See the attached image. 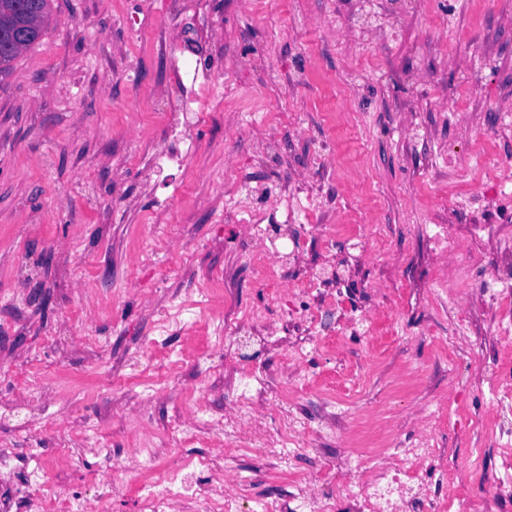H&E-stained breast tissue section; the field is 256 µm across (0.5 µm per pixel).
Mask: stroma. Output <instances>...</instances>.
<instances>
[{
    "label": "stroma",
    "instance_id": "stroma-1",
    "mask_svg": "<svg viewBox=\"0 0 512 512\" xmlns=\"http://www.w3.org/2000/svg\"><path fill=\"white\" fill-rule=\"evenodd\" d=\"M170 39L217 85L197 153L157 177L146 151L165 146ZM284 191L289 210L270 221L296 242L288 285L316 297L312 321L237 337L232 363L177 362L204 336L151 348L148 299L192 302L201 318L200 288L227 319L280 307L245 256L234 209ZM448 222L477 237V283L512 282V0H54L41 40L0 79V379L37 397L66 378L47 415L85 421L91 442L106 430L116 462L161 364L173 392L146 415L157 436L197 401L221 412L244 368L275 377L274 395L310 428L322 397H335L348 416L321 443L329 463L359 443L352 413L444 395L450 461L480 443L485 472L497 471V444L465 421L490 414L487 380L512 359V337L471 302L474 357L449 391L456 318L432 251ZM294 345L306 354L299 393L286 365ZM409 367L425 387L395 388ZM0 436L26 449L14 463L22 479L55 443L16 404L0 406Z\"/></svg>",
    "mask_w": 512,
    "mask_h": 512
}]
</instances>
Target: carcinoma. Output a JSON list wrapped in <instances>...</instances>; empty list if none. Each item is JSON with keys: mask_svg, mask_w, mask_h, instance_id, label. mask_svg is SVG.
Listing matches in <instances>:
<instances>
[{"mask_svg": "<svg viewBox=\"0 0 512 512\" xmlns=\"http://www.w3.org/2000/svg\"><path fill=\"white\" fill-rule=\"evenodd\" d=\"M51 13V0H0V78L42 37Z\"/></svg>", "mask_w": 512, "mask_h": 512, "instance_id": "cac0c4a2", "label": "carcinoma"}]
</instances>
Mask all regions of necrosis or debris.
<instances>
[{
  "label": "necrosis or debris",
  "mask_w": 512,
  "mask_h": 512,
  "mask_svg": "<svg viewBox=\"0 0 512 512\" xmlns=\"http://www.w3.org/2000/svg\"><path fill=\"white\" fill-rule=\"evenodd\" d=\"M169 52L175 60V95L164 119L172 145L153 156L150 167L157 174L169 164H183L196 152L191 132L211 101L210 80L181 63L185 48L173 44ZM266 218L261 210L246 212L241 224L244 237L256 245L248 257L259 280L296 298V290L289 288L282 273L283 246L272 237ZM433 242L435 252L447 258L436 283L444 287L449 304L457 305L462 286L471 283L478 268V254L454 224L438 225ZM193 328L204 330L212 339L209 349L187 352V359L197 363L218 354L231 355L236 336L254 331L274 335L277 323L268 307L261 305L245 308L230 321L218 315L201 321L179 302L170 304L155 331L162 337ZM489 390L493 414L472 420L471 426L505 442L506 447L501 469L485 477L479 474L482 449H471L463 465L449 464L448 451L437 440L448 410L441 400L433 409L412 413L411 446H404L379 416L364 414L361 426L381 433L376 447L347 449L334 466L318 462L308 469L298 468V455L314 449L324 430L333 429V421L311 431L277 413L265 392L263 375L243 371L227 395L223 415H208L204 403H196L188 418L166 435L168 447L198 445L207 448V455L185 457L177 467H169L160 459L155 432L142 425L124 460L109 470L107 491L91 497L80 492H43L23 498L21 507L23 512H112L114 503L124 502L133 479L145 478L161 489L137 496L134 512H499L502 499L512 494V363L497 366ZM232 444L245 445L253 464H240L228 450ZM272 452L290 475L275 496L266 493L271 475L262 463Z\"/></svg>",
  "instance_id": "1"
}]
</instances>
